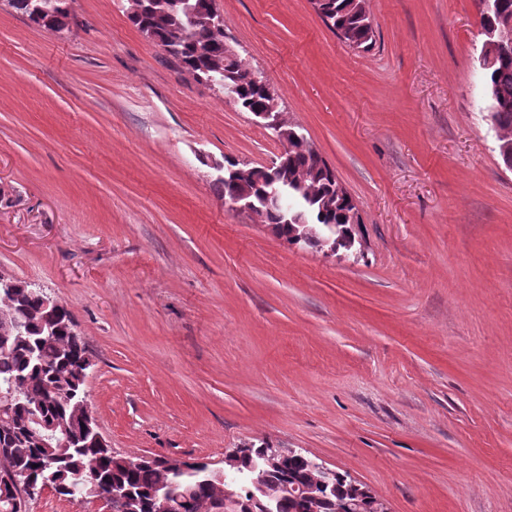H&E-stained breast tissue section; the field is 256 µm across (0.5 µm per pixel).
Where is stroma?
Instances as JSON below:
<instances>
[{
	"label": "stroma",
	"mask_w": 512,
	"mask_h": 512,
	"mask_svg": "<svg viewBox=\"0 0 512 512\" xmlns=\"http://www.w3.org/2000/svg\"><path fill=\"white\" fill-rule=\"evenodd\" d=\"M224 32L353 197L357 254L225 204L217 163L283 147L128 16L0 0V272L71 313L126 456L301 448L390 512H512V170L474 0H367L352 49L311 0H218ZM54 1V8L45 14V22H43L40 25L50 30L61 31L67 28L69 25L70 11L68 7V0ZM44 18L42 17V19Z\"/></svg>",
	"instance_id": "35a3bbf8"
}]
</instances>
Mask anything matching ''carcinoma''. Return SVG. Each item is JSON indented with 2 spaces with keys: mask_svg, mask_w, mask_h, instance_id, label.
<instances>
[{
  "mask_svg": "<svg viewBox=\"0 0 512 512\" xmlns=\"http://www.w3.org/2000/svg\"><path fill=\"white\" fill-rule=\"evenodd\" d=\"M205 0H142L129 7V18L141 31L153 32L159 45L196 80L206 84L221 80L235 86L236 104L247 112L267 109L263 85L246 79L251 66L240 56H225L224 27L199 28L180 20L185 5L204 7ZM316 12L353 49L373 43V27L366 0H316ZM482 34L489 36L502 21L512 20V0H489L480 11ZM68 0H55L42 26L61 31L68 27ZM488 117L493 126L512 135V54L495 55L484 68ZM288 164L271 169L252 168L239 161L227 162L224 177L217 179L225 194L229 182L239 192L260 199L268 179L288 183L290 209L284 224L268 210L259 220L274 226L288 241L318 247L302 224H334L339 245L354 239L353 205L337 195L336 174L327 162L318 165L312 155L291 143ZM0 324L15 322L10 335L0 342V512H26L28 500L45 488L65 498L97 499L114 485L127 488L136 502L134 512H213L222 492L211 465L203 460L171 461L125 457L104 448L81 427L80 415L88 402L83 374L92 366L85 340L74 333L67 308L43 305L37 292L21 299L0 289ZM66 424L67 443L42 446L33 430V418ZM263 446L249 445L234 466L243 482L239 498L251 502L250 479L257 478L269 491L275 512H372L371 500L361 509L348 510L343 479L336 473V487L327 488L320 500L278 497L281 482L308 487L322 486L324 476L302 457H286L265 475L251 471ZM23 471L26 482L17 486L6 479L9 472Z\"/></svg>",
  "mask_w": 512,
  "mask_h": 512,
  "instance_id": "1",
  "label": "carcinoma"
}]
</instances>
